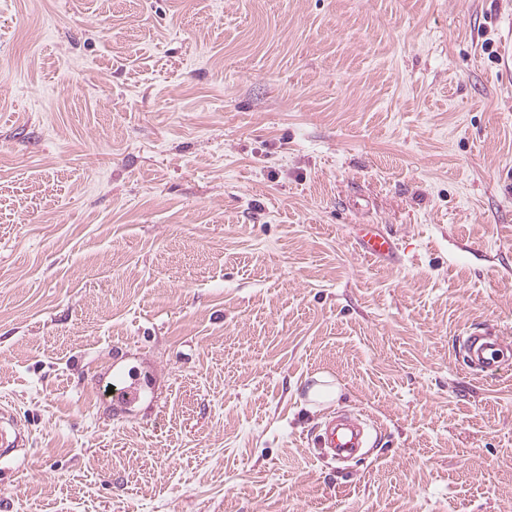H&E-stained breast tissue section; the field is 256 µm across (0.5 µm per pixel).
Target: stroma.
Here are the masks:
<instances>
[{"label":"stroma","instance_id":"stroma-1","mask_svg":"<svg viewBox=\"0 0 512 512\" xmlns=\"http://www.w3.org/2000/svg\"><path fill=\"white\" fill-rule=\"evenodd\" d=\"M486 326L512 0H0V512H512V354L452 353ZM342 408L381 432L344 469ZM354 238L361 255L368 260L388 263L396 256V236L380 224H357ZM456 346L470 368L489 373L502 370L505 354L510 352L512 343L508 337L489 336L474 330L467 336H458ZM456 346L453 351L457 354ZM111 371L113 382H110L108 385V390L109 386H113L114 392L109 394V397H111L114 405L129 411L143 400L147 390V384L139 376L134 374L132 370L127 371L122 368H117L116 364L112 365L110 372ZM115 382H119L121 387L118 388ZM25 431L16 417L4 408L0 411V455L6 457L25 446ZM314 444L324 455L346 462L364 455V448H373L369 433L358 420L342 411L316 426L312 432Z\"/></svg>","mask_w":512,"mask_h":512}]
</instances>
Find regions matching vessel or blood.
Wrapping results in <instances>:
<instances>
[{"label": "vessel or blood", "instance_id": "obj_1", "mask_svg": "<svg viewBox=\"0 0 512 512\" xmlns=\"http://www.w3.org/2000/svg\"><path fill=\"white\" fill-rule=\"evenodd\" d=\"M354 238L361 255L368 260L386 263L394 260L397 251L395 235L378 224H359ZM460 356L470 368L489 373L503 368L504 357L512 351V339L472 331L456 340ZM112 379L118 384L111 395L114 405L131 410L144 398L147 385L132 371L113 368ZM314 444L324 455L346 462L362 456L371 447L369 433L358 420L344 412H337L313 430ZM25 431L16 417L8 411H0V455L8 456L24 447Z\"/></svg>", "mask_w": 512, "mask_h": 512}]
</instances>
